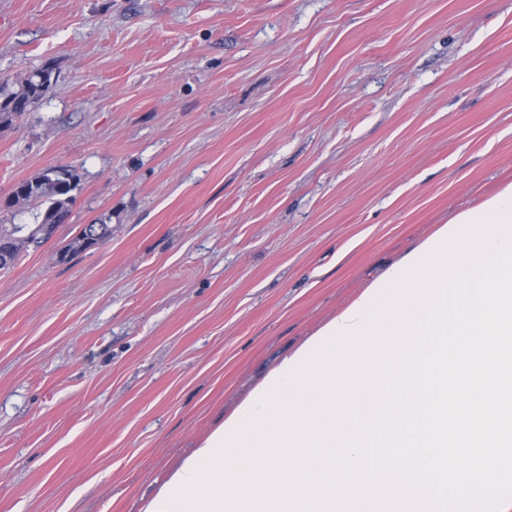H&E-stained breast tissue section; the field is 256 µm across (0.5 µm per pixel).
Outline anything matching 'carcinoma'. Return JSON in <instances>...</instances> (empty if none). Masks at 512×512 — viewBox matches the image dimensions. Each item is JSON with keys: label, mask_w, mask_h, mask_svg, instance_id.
I'll list each match as a JSON object with an SVG mask.
<instances>
[{"label": "carcinoma", "mask_w": 512, "mask_h": 512, "mask_svg": "<svg viewBox=\"0 0 512 512\" xmlns=\"http://www.w3.org/2000/svg\"><path fill=\"white\" fill-rule=\"evenodd\" d=\"M52 85V69L29 72L21 81L0 80V124L11 123L38 104ZM79 186L74 169L50 166L33 180L15 185V193L0 201V210L9 211L24 201L31 205L30 224H0V271L10 270L22 251L49 241L59 225L66 222L74 191Z\"/></svg>", "instance_id": "obj_1"}]
</instances>
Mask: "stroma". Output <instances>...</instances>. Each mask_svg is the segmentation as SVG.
<instances>
[{"label": "stroma", "instance_id": "1", "mask_svg": "<svg viewBox=\"0 0 512 512\" xmlns=\"http://www.w3.org/2000/svg\"><path fill=\"white\" fill-rule=\"evenodd\" d=\"M0 512H139L279 359L512 182V0H0ZM105 221L102 243L80 249ZM52 85V69L42 67L29 72L21 81L0 80V124L11 123L38 104ZM79 186L74 169L50 166L34 180L15 185V193L0 201V210L10 211L21 201L27 202L32 224H0V271L10 270L22 251L31 246L38 248L49 241L60 224L69 216L70 206L75 201L73 192ZM26 190L20 197L19 192ZM15 197V199H14Z\"/></svg>", "mask_w": 512, "mask_h": 512}]
</instances>
